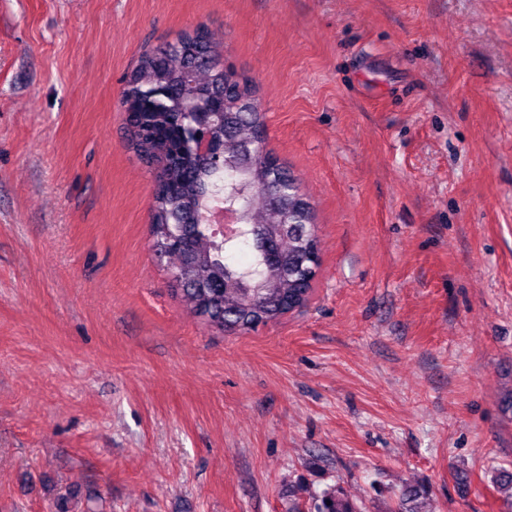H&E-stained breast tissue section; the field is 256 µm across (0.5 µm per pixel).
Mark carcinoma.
I'll use <instances>...</instances> for the list:
<instances>
[{
  "label": "carcinoma",
  "instance_id": "cac0c4a2",
  "mask_svg": "<svg viewBox=\"0 0 512 512\" xmlns=\"http://www.w3.org/2000/svg\"><path fill=\"white\" fill-rule=\"evenodd\" d=\"M221 52L204 27L176 43L146 48L124 79L128 147L159 171L150 199L151 246L158 257L176 256L172 277L193 314L227 332H248L254 322L273 323L287 311L282 299L307 305L313 279L300 251L299 233L320 256L312 231L314 211L298 180L268 150L257 149L264 122L251 80L219 62ZM211 134L220 165L197 154L199 133ZM287 194L288 217L271 207L269 193ZM217 205L238 212L231 237L207 222ZM251 254L245 266L234 251ZM424 491L405 489L393 512H425ZM313 512H358L337 490L315 500Z\"/></svg>",
  "mask_w": 512,
  "mask_h": 512
}]
</instances>
